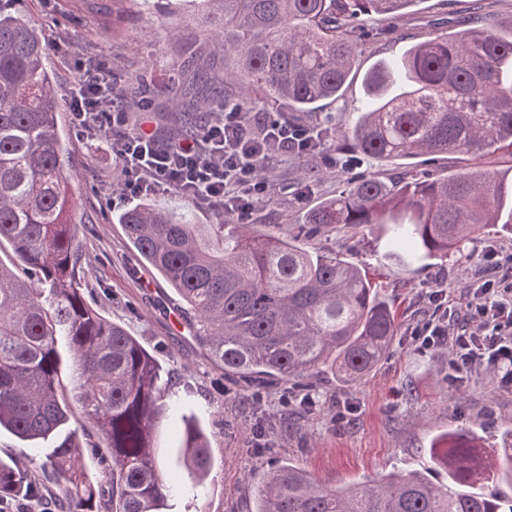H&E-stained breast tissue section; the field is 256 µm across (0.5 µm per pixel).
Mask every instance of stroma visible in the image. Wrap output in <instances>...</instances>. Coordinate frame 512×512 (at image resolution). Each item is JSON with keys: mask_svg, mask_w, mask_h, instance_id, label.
Returning <instances> with one entry per match:
<instances>
[{"mask_svg": "<svg viewBox=\"0 0 512 512\" xmlns=\"http://www.w3.org/2000/svg\"><path fill=\"white\" fill-rule=\"evenodd\" d=\"M472 3L421 0L418 10L364 22L367 37L356 52L345 91L322 102L310 126L329 123L340 132L351 128L365 100V71L401 56L418 41L423 22L448 32ZM25 8L43 34L46 68L62 91L76 87L87 70L103 63L111 64L120 85L127 73L138 71L150 88L172 81L185 96L199 89L194 61L210 54L201 27L212 9L210 0H151L147 8L137 0H25ZM56 124L75 173L70 193L82 253L79 286L93 289L99 313L121 324L158 361L169 382V398L178 407L155 433L163 478L178 487L163 512H251L254 474L288 460L320 483L339 487L430 467L433 439L449 431L469 430L490 439L512 428V388L486 371L456 385L448 378L446 351L419 355L406 336L426 291L438 286L453 302H463L464 288L490 272L487 249L512 254V234L478 237L462 253L431 265L409 262L388 236L363 225L354 230L341 225L311 239V246L336 248L367 267L379 294L398 311V332L389 354L366 379L351 386L323 380L312 389L317 405L309 409L288 398L283 388L254 393L209 359L177 309L176 291L137 257L118 222L131 203L112 199L120 171L111 148L100 137L79 135L65 102L57 104ZM311 166L318 176L301 179V169ZM268 167L275 201L258 204L248 220L289 228L360 175L390 183L406 172L436 178L474 169L507 174L512 172V149L482 157L439 154L386 163L330 140L317 155L277 156ZM342 404L351 412L340 423L336 413ZM285 409L293 413L292 424L280 422ZM192 415L208 433L214 459L210 477L197 488L188 480L178 436L183 418Z\"/></svg>", "mask_w": 512, "mask_h": 512, "instance_id": "obj_1", "label": "stroma"}]
</instances>
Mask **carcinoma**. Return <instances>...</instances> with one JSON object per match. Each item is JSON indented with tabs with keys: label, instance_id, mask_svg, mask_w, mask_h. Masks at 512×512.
<instances>
[{
	"label": "carcinoma",
	"instance_id": "cac0c4a2",
	"mask_svg": "<svg viewBox=\"0 0 512 512\" xmlns=\"http://www.w3.org/2000/svg\"><path fill=\"white\" fill-rule=\"evenodd\" d=\"M212 56L232 59L208 84L207 102L180 108L177 88L158 89L170 111L159 115L170 142L201 132L218 106L288 103L291 116L315 112L342 93L366 33L361 15H394L421 0H212ZM479 0L452 34H422L398 59L365 75L367 104L343 144L377 160L480 154L512 148V26L496 28ZM60 93L45 66L39 30L0 0V428L35 447L62 435L45 455L61 496L51 512H159L176 487L155 460L153 432L172 406L161 367L121 325L101 316L79 288L81 261L68 197L72 170L62 158L55 104ZM138 254L178 292L180 310L224 373L258 384L310 388L330 374L359 383L389 352L398 323L370 275L336 249H305L278 224L257 229L222 215L189 224L153 204L119 216ZM338 224H378L414 262L445 260L474 235L512 233V180L488 171L412 177L389 186L362 176L307 211L304 225L323 233ZM68 345L73 399L61 379L60 340ZM96 426L101 443L84 448L75 413ZM495 464L479 463L484 439L449 432L430 447L447 481L427 469L390 473L348 487H327L293 463L268 470L252 512H512V429ZM183 459L194 485L209 477V437L184 420ZM98 456L103 480L85 471ZM0 496L37 499L27 469L0 459Z\"/></svg>",
	"mask_w": 512,
	"mask_h": 512
}]
</instances>
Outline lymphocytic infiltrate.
Returning <instances> with one entry per match:
<instances>
[{
  "label": "lymphocytic infiltrate",
  "instance_id": "obj_1",
  "mask_svg": "<svg viewBox=\"0 0 512 512\" xmlns=\"http://www.w3.org/2000/svg\"><path fill=\"white\" fill-rule=\"evenodd\" d=\"M121 96L108 67L83 78L67 103L79 133H108L123 125L115 102ZM316 129L288 124L238 107H220L204 133L160 144L149 131L112 140L122 176V197L177 192L197 205L245 216L268 194L257 169L272 157L307 153L317 145ZM493 275L467 290L463 305L449 303L444 289H430L419 318L409 327L420 354L448 352V377L467 382L472 372H492L512 385V256L489 250Z\"/></svg>",
  "mask_w": 512,
  "mask_h": 512
}]
</instances>
